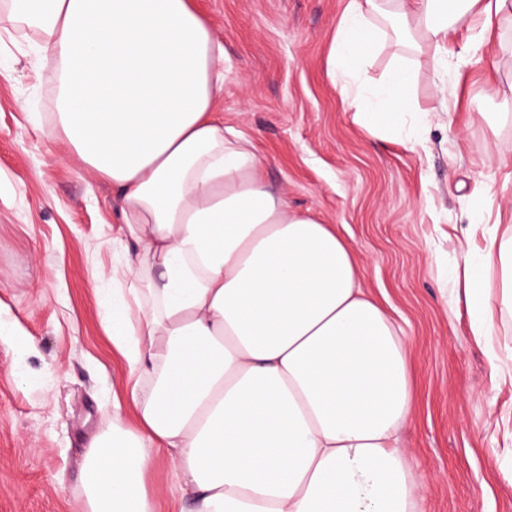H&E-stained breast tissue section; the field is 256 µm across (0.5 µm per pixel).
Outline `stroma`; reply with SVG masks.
I'll return each mask as SVG.
<instances>
[{
	"label": "stroma",
	"instance_id": "stroma-1",
	"mask_svg": "<svg viewBox=\"0 0 512 512\" xmlns=\"http://www.w3.org/2000/svg\"><path fill=\"white\" fill-rule=\"evenodd\" d=\"M224 45L215 110L269 161L289 207L336 225L364 285L409 343L413 409L400 446L424 487L421 512H512V378L455 311L448 277L462 249L512 224V23L476 62L414 65L429 109L419 134L369 132L328 73L350 0H193ZM32 32L0 29V512H83L89 443L126 407L128 368L104 331L103 271L136 244L116 191L83 166L50 119L52 69ZM441 105H434L435 91ZM483 220L470 225L469 215ZM145 485L155 512H185L163 449Z\"/></svg>",
	"mask_w": 512,
	"mask_h": 512
}]
</instances>
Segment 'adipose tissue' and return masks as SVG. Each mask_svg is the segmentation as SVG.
I'll use <instances>...</instances> for the list:
<instances>
[{"label": "adipose tissue", "instance_id": "1", "mask_svg": "<svg viewBox=\"0 0 512 512\" xmlns=\"http://www.w3.org/2000/svg\"><path fill=\"white\" fill-rule=\"evenodd\" d=\"M390 15L411 53L443 67L458 30L477 54L512 0H351L329 65L369 128L426 123L408 56L376 91L356 79ZM22 25L55 66L59 131L111 182L138 246L110 274L104 320L137 428L89 445L84 512H154V448L190 512H417L398 446L413 403L407 340L335 225L289 209L266 158L217 116L224 47L192 0H0V27ZM454 280L472 336L491 341V301L512 309V224L494 225Z\"/></svg>", "mask_w": 512, "mask_h": 512}]
</instances>
